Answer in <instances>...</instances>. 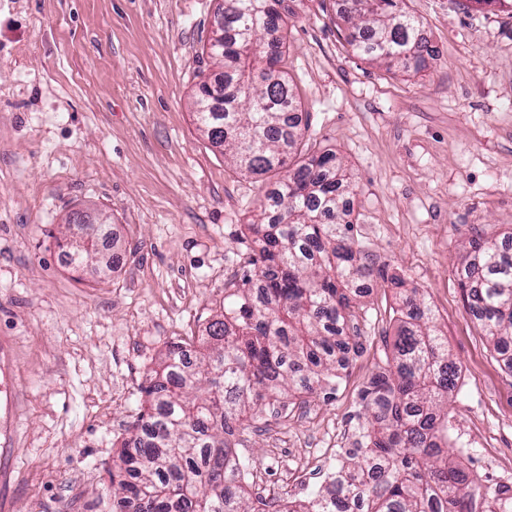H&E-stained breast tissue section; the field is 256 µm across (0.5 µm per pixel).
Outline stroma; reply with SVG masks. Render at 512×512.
Segmentation results:
<instances>
[{
	"label": "stroma",
	"mask_w": 512,
	"mask_h": 512,
	"mask_svg": "<svg viewBox=\"0 0 512 512\" xmlns=\"http://www.w3.org/2000/svg\"><path fill=\"white\" fill-rule=\"evenodd\" d=\"M219 0H0V512H112V467L168 345L198 338L248 271L267 185L196 123ZM340 0H288L282 66L303 154L353 182L351 235L419 288L460 368L448 444L481 484L512 485V372L459 286L473 235L512 232V8L406 0L435 46L389 72L337 29ZM110 249L75 276L57 241L75 209ZM359 353L334 389L287 400L240 437L266 499L304 498L358 438L362 390L393 370L399 291L358 299Z\"/></svg>",
	"instance_id": "stroma-1"
}]
</instances>
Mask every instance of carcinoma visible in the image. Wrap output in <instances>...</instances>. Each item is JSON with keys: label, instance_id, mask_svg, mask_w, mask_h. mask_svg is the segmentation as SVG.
<instances>
[{"label": "carcinoma", "instance_id": "1", "mask_svg": "<svg viewBox=\"0 0 512 512\" xmlns=\"http://www.w3.org/2000/svg\"><path fill=\"white\" fill-rule=\"evenodd\" d=\"M286 0H224L210 53L224 79L203 84L197 122L224 145L239 169L276 181L266 200L273 215L247 225L252 266L243 288L224 289L222 311L181 359L170 345L145 387L148 406L121 443L112 470L117 508L125 512H512V486H484L448 453V396L459 368L448 357L431 309L418 289L374 268L354 248L342 221L349 177L333 152L298 154L295 94L280 64ZM337 13L360 55L403 71L432 55L404 0H345ZM460 275L468 303L512 370V252L475 236ZM379 277L404 289L393 342L395 371L363 390L365 422L356 448L330 481L306 500L256 506L250 459L232 446L230 422L257 430L266 409L310 395L336 380L358 343L354 297Z\"/></svg>", "mask_w": 512, "mask_h": 512}]
</instances>
